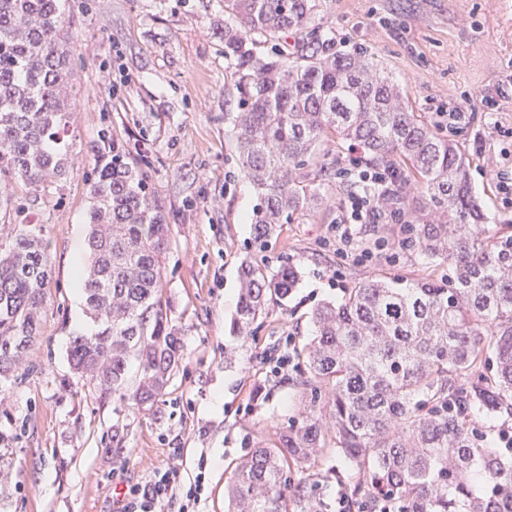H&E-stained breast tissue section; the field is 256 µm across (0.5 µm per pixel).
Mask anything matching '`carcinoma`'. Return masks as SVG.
Instances as JSON below:
<instances>
[{
    "label": "carcinoma",
    "instance_id": "1",
    "mask_svg": "<svg viewBox=\"0 0 512 512\" xmlns=\"http://www.w3.org/2000/svg\"><path fill=\"white\" fill-rule=\"evenodd\" d=\"M320 0H224V56L239 73V169L261 204L251 224L265 240L278 224L311 211L315 180L332 169L324 142L362 148L373 167L401 172L387 190L362 180L339 188L385 193L409 214L414 244L433 266L417 279L368 278L311 314L297 417L275 440L239 460L224 486L229 512H310L316 497L295 479L336 454L357 475L354 493L379 512H512V455L491 446L473 413L512 419V227L485 236L469 161L412 111L400 87L371 59L336 51V38L308 29ZM61 0H0V199L13 229L0 237V383L41 336L50 281L42 224L21 215L51 202L70 159L73 80ZM300 35L293 50L288 32ZM270 45L255 51L257 38ZM87 178L92 200L88 263L80 275L97 325L71 338L76 373L102 394L153 408L182 360L181 338L162 302V256L171 225L141 170L108 137ZM410 184L422 191L411 195ZM297 271L271 275L247 263L236 326L247 328L273 296L287 298Z\"/></svg>",
    "mask_w": 512,
    "mask_h": 512
}]
</instances>
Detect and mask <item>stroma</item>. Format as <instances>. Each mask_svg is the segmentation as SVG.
Returning <instances> with one entry per match:
<instances>
[{
	"instance_id": "obj_1",
	"label": "stroma",
	"mask_w": 512,
	"mask_h": 512,
	"mask_svg": "<svg viewBox=\"0 0 512 512\" xmlns=\"http://www.w3.org/2000/svg\"><path fill=\"white\" fill-rule=\"evenodd\" d=\"M74 73L76 158L53 202L27 219L51 227L52 280L41 335L19 368L20 383L0 392V512H116L115 485L144 482L187 451L186 476L206 457L198 512H226L224 483L257 443L271 442L297 413L302 369L276 377L263 355L295 338L290 354L313 334L312 311L342 299L371 275L413 278L427 270L407 246L410 225L352 226L356 247L383 236L402 244L397 263L343 262L326 243L330 225L345 222L348 194L323 179L317 209L256 241L250 219L260 204L237 167L234 123L238 75L224 55L232 18L224 0H63ZM341 52L374 57L399 82L410 107L443 130L470 160L487 234L512 224L492 166L512 168V0H322L314 17ZM499 108L486 111L482 97ZM464 111L448 123L449 112ZM123 145L147 175L171 226L164 259L163 301L181 329L184 358L163 400L137 408L122 393L95 391L66 357L72 336L92 323L74 276L84 260L91 200L85 179L102 134ZM277 271L295 266L300 279L287 301H272L236 331L244 261ZM122 450L112 453V428Z\"/></svg>"
}]
</instances>
